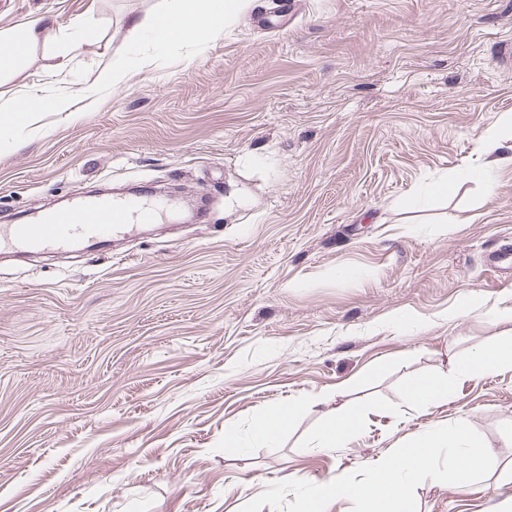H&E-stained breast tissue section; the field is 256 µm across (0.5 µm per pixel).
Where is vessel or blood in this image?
Segmentation results:
<instances>
[{
	"label": "vessel or blood",
	"instance_id": "obj_1",
	"mask_svg": "<svg viewBox=\"0 0 512 512\" xmlns=\"http://www.w3.org/2000/svg\"><path fill=\"white\" fill-rule=\"evenodd\" d=\"M163 208L138 199L101 197L34 215L27 224L0 225V252L59 254L76 247L103 251L113 235L157 223Z\"/></svg>",
	"mask_w": 512,
	"mask_h": 512
}]
</instances>
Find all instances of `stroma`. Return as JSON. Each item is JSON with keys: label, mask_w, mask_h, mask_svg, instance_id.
Instances as JSON below:
<instances>
[{"label": "stroma", "mask_w": 512, "mask_h": 512, "mask_svg": "<svg viewBox=\"0 0 512 512\" xmlns=\"http://www.w3.org/2000/svg\"><path fill=\"white\" fill-rule=\"evenodd\" d=\"M167 3L0 0V32L36 12L57 30L0 74V105L73 97L0 152V224L132 184L209 204L108 251L0 258V512H241L459 417L512 466L511 370L426 412L405 393L512 334V264L489 265L512 252V166L491 190L424 192L478 165L512 113V0H252L219 37L161 53L130 22ZM128 57L124 84L80 96ZM315 395L275 444L225 447L226 425ZM339 405L361 425L316 448ZM509 495L493 474L415 492L419 512Z\"/></svg>", "instance_id": "stroma-1"}]
</instances>
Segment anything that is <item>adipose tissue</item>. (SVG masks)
<instances>
[{
    "label": "adipose tissue",
    "mask_w": 512,
    "mask_h": 512,
    "mask_svg": "<svg viewBox=\"0 0 512 512\" xmlns=\"http://www.w3.org/2000/svg\"><path fill=\"white\" fill-rule=\"evenodd\" d=\"M251 0H173L172 7L147 16L131 28L132 34L147 35L158 50L171 45H194L206 42L219 34L225 25L248 9ZM53 21L44 15L31 19L16 34L0 35V72L11 70L22 59L30 45L55 41ZM70 107L67 97L49 102L15 101L0 109V149L12 146L18 137L30 133L35 126V115L43 110L64 112ZM512 129V114L500 124L488 128L481 140L484 162L478 171L485 182H492L494 172L512 165V139L506 135ZM512 368V336L505 341L474 352L458 361L451 376L415 377L410 379L406 393L420 410H428L447 401L456 383L471 377ZM314 401H299L270 409L258 417L248 436H241L235 426L224 428V445L242 448L247 442L272 444L288 430L298 412L308 411ZM361 413L351 407L336 408L318 431L315 444L320 448H338L357 430Z\"/></svg>",
    "instance_id": "1"
}]
</instances>
